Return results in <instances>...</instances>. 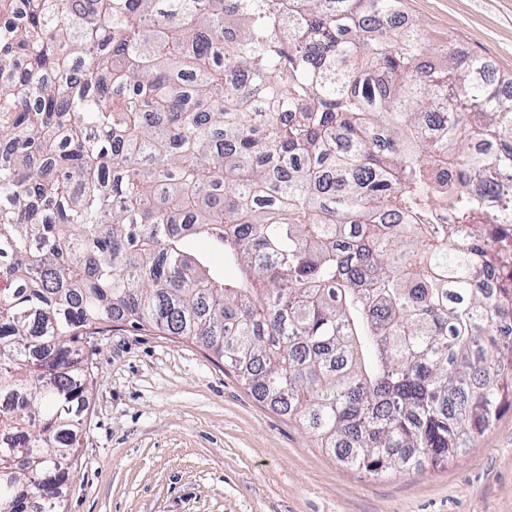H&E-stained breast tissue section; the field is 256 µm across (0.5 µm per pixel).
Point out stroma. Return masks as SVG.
<instances>
[{
	"label": "stroma",
	"mask_w": 512,
	"mask_h": 512,
	"mask_svg": "<svg viewBox=\"0 0 512 512\" xmlns=\"http://www.w3.org/2000/svg\"><path fill=\"white\" fill-rule=\"evenodd\" d=\"M512 73V0H404ZM90 406L59 512H512V406L463 455L375 476L318 448L200 344L113 324L91 339Z\"/></svg>",
	"instance_id": "35a3bbf8"
}]
</instances>
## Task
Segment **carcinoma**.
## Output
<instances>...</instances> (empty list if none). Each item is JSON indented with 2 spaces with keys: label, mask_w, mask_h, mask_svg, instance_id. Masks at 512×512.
I'll return each instance as SVG.
<instances>
[{
  "label": "carcinoma",
  "mask_w": 512,
  "mask_h": 512,
  "mask_svg": "<svg viewBox=\"0 0 512 512\" xmlns=\"http://www.w3.org/2000/svg\"><path fill=\"white\" fill-rule=\"evenodd\" d=\"M400 3L0 0V512H55L114 322L201 344L371 474L490 427L512 76Z\"/></svg>",
  "instance_id": "cac0c4a2"
}]
</instances>
